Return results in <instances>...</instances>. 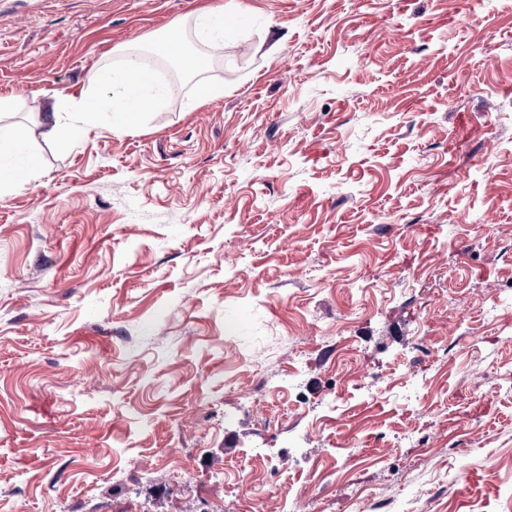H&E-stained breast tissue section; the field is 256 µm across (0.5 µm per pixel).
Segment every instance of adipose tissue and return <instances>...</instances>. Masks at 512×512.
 <instances>
[{
    "instance_id": "1",
    "label": "adipose tissue",
    "mask_w": 512,
    "mask_h": 512,
    "mask_svg": "<svg viewBox=\"0 0 512 512\" xmlns=\"http://www.w3.org/2000/svg\"><path fill=\"white\" fill-rule=\"evenodd\" d=\"M192 28L197 39L211 50L223 48L224 41L234 35L233 15L222 0L196 12ZM91 91L80 98L70 99L69 111H59L57 103H50V138L63 144H72L82 138L97 119L104 104H111L110 128L121 131L134 125L163 98V90L156 86L143 68L137 54L126 53L124 62L116 68L94 70L89 76ZM38 168L37 158L27 150L22 131L8 126L0 127V192L25 183Z\"/></svg>"
}]
</instances>
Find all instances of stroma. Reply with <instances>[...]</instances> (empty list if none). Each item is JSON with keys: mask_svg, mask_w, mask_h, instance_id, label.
I'll return each mask as SVG.
<instances>
[{"mask_svg": "<svg viewBox=\"0 0 512 512\" xmlns=\"http://www.w3.org/2000/svg\"><path fill=\"white\" fill-rule=\"evenodd\" d=\"M212 2L0 0V512H512V0H235L128 132L46 137ZM235 12L230 13L219 1L196 12L192 18L193 33L197 39L213 51L222 49L224 39L234 35L236 25ZM61 101L70 104V112H57ZM105 104L103 96L83 94L79 99L65 95L63 98H54L47 105L48 115L52 123L48 136L63 144H72L82 138L88 127L97 119ZM37 158L27 151L22 131L0 127V193L25 183L38 169Z\"/></svg>", "mask_w": 512, "mask_h": 512, "instance_id": "obj_1", "label": "stroma"}]
</instances>
